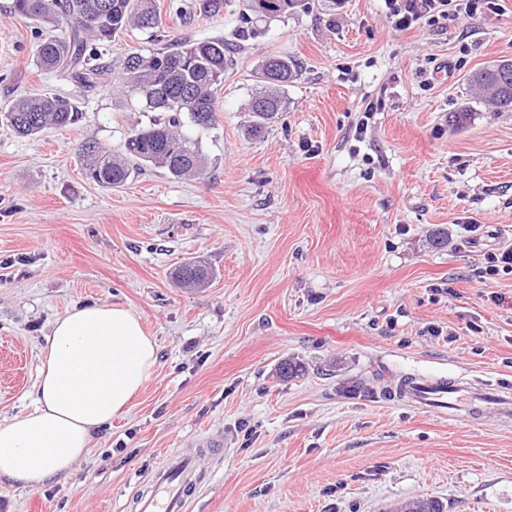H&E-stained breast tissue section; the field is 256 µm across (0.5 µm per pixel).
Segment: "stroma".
I'll return each mask as SVG.
<instances>
[{
  "label": "stroma",
  "instance_id": "35a3bbf8",
  "mask_svg": "<svg viewBox=\"0 0 512 512\" xmlns=\"http://www.w3.org/2000/svg\"><path fill=\"white\" fill-rule=\"evenodd\" d=\"M0 0V112L19 97L69 98L78 121L20 138L0 120V422L31 411L50 325L118 304L158 346L128 409L73 472L43 487L0 482V512H134L178 448L224 446L188 512H382L432 497L447 512H512V417L455 420L389 400L408 374L512 388V272L486 290L488 254L512 247V112L478 103L469 74L512 59V0L398 31L385 0H309L245 24L243 0L206 14L156 0L166 38L223 39L215 128L185 125L207 160L176 179L144 168L120 187L87 179L78 143L120 153L150 115L113 91L146 46L103 50L86 89L36 68L47 36ZM297 79L266 133L249 132L263 61ZM471 111L466 124L452 112ZM448 245L432 249V230ZM205 261L208 284L172 273ZM304 373L279 376L285 359Z\"/></svg>",
  "mask_w": 512,
  "mask_h": 512
}]
</instances>
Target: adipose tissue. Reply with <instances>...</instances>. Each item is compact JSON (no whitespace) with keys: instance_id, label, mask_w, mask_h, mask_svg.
<instances>
[{"instance_id":"obj_1","label":"adipose tissue","mask_w":512,"mask_h":512,"mask_svg":"<svg viewBox=\"0 0 512 512\" xmlns=\"http://www.w3.org/2000/svg\"><path fill=\"white\" fill-rule=\"evenodd\" d=\"M42 354L32 411L0 423V478L30 488L71 473L157 363L139 315L112 304L58 315Z\"/></svg>"}]
</instances>
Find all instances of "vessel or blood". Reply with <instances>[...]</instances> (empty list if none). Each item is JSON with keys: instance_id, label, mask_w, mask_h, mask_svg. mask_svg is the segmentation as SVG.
<instances>
[{"instance_id": "vessel-or-blood-1", "label": "vessel or blood", "mask_w": 512, "mask_h": 512, "mask_svg": "<svg viewBox=\"0 0 512 512\" xmlns=\"http://www.w3.org/2000/svg\"><path fill=\"white\" fill-rule=\"evenodd\" d=\"M391 395L417 410L457 418L473 410L500 411L512 403V392L504 388L474 387L459 378L434 376L414 378ZM204 449L177 450L168 454L152 475L150 490L136 500L137 512H185L187 502L204 479L200 460Z\"/></svg>"}]
</instances>
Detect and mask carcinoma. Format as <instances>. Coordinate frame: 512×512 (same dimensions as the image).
I'll return each mask as SVG.
<instances>
[{
	"mask_svg": "<svg viewBox=\"0 0 512 512\" xmlns=\"http://www.w3.org/2000/svg\"><path fill=\"white\" fill-rule=\"evenodd\" d=\"M304 5L306 0H245L246 10L267 19ZM13 10L30 21L66 26L67 37L52 36L40 45L36 66L68 72L87 88L95 87L107 71L94 44L110 43L131 29L149 30L153 40H160L155 0H13ZM227 66L222 39L174 40L161 48L127 54L120 65L122 86L127 95L144 103V111L158 116L127 137L120 155L95 141L80 143L78 154L88 178L101 186H119L146 166L175 179L202 174L206 163L198 141L182 133L181 127L185 118L201 130L216 126ZM296 76V65L288 58L265 60L263 87L250 101L252 135H261L282 109L280 90ZM469 83L482 92V100L501 112L512 111V62L500 60L478 69L470 74ZM5 119L17 136L25 138L76 123L79 109L59 95L30 94L11 104ZM208 275L207 266L188 261L176 268L174 279L187 285ZM388 512H446V508L437 499L422 498L396 503Z\"/></svg>",
	"mask_w": 512,
	"mask_h": 512,
	"instance_id": "1",
	"label": "carcinoma"
}]
</instances>
